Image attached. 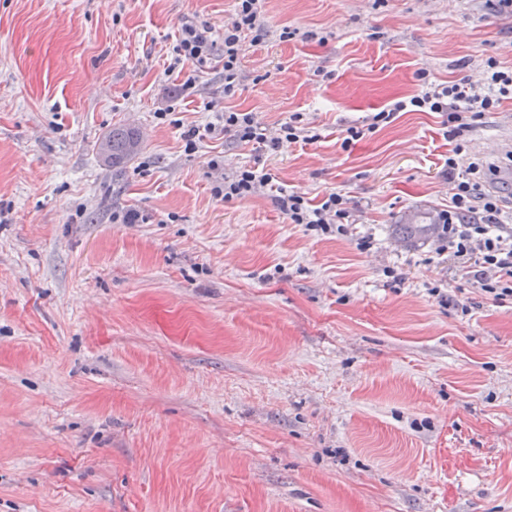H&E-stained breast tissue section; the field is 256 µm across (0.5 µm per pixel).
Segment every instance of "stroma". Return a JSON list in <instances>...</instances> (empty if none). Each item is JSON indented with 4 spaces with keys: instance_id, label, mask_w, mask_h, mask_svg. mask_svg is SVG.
Listing matches in <instances>:
<instances>
[{
    "instance_id": "stroma-1",
    "label": "stroma",
    "mask_w": 512,
    "mask_h": 512,
    "mask_svg": "<svg viewBox=\"0 0 512 512\" xmlns=\"http://www.w3.org/2000/svg\"><path fill=\"white\" fill-rule=\"evenodd\" d=\"M231 8L0 0V512H512V303L396 230L448 205L442 118L401 112L341 146L419 70L511 68L512 16L265 0L236 94L219 68L184 93L167 70L182 18L220 42ZM227 106L273 132L300 114L319 139L187 151L184 128ZM122 124L141 146L115 171L96 148ZM466 138L477 156L512 139V103ZM253 164L344 194L346 234L289 223L267 192L213 197Z\"/></svg>"
}]
</instances>
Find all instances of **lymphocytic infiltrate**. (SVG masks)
I'll return each mask as SVG.
<instances>
[{"label":"lymphocytic infiltrate","instance_id":"obj_1","mask_svg":"<svg viewBox=\"0 0 512 512\" xmlns=\"http://www.w3.org/2000/svg\"><path fill=\"white\" fill-rule=\"evenodd\" d=\"M234 8L224 25V41L216 43L211 25L185 18L177 30L169 70L192 67L183 83L184 90L194 88L199 73L220 65L224 70V94L233 96L238 89L239 46L243 38L261 43L268 29L261 17V0H233ZM419 92L400 100L387 111L374 114L366 126L346 128L343 146L375 132L380 124L392 122L399 112H434L443 118L453 147L445 161V172L452 185L448 207L440 213V234L436 251L459 261L467 283L480 288L494 302L512 301V224L502 218L501 197L484 189L478 163L468 160L465 135L471 124L485 113L494 112L512 101V69H501L495 59H488L480 81L430 82L427 72H419ZM280 137L267 134L265 125L254 113L232 108L215 113L213 121L192 126L183 133L186 150L192 151L203 139L230 136L235 141L252 144L259 150L274 151L281 140L318 141V134L292 116L280 127ZM274 178L258 166H243L224 177L213 189L221 201L246 199L273 186ZM276 202L289 223L302 224L325 234L344 233L343 222L349 216L346 198L335 191L311 202L304 193L280 189Z\"/></svg>","mask_w":512,"mask_h":512}]
</instances>
